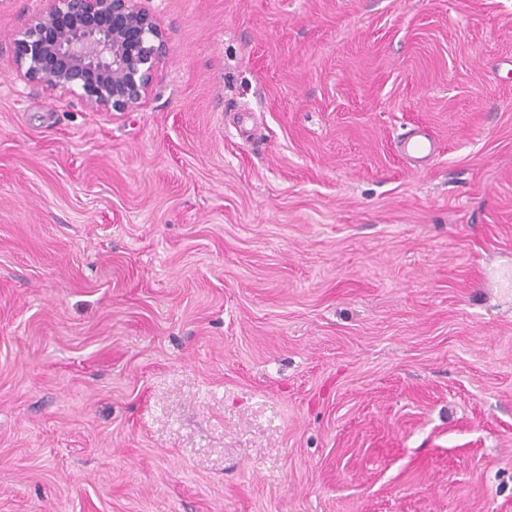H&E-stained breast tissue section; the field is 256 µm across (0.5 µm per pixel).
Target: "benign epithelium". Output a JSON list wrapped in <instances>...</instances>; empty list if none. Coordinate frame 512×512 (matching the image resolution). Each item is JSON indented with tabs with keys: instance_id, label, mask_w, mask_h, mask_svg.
Segmentation results:
<instances>
[{
	"instance_id": "benign-epithelium-1",
	"label": "benign epithelium",
	"mask_w": 512,
	"mask_h": 512,
	"mask_svg": "<svg viewBox=\"0 0 512 512\" xmlns=\"http://www.w3.org/2000/svg\"><path fill=\"white\" fill-rule=\"evenodd\" d=\"M41 2L12 36L17 76L77 95L97 112L137 110L166 52L142 0Z\"/></svg>"
}]
</instances>
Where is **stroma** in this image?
Returning a JSON list of instances; mask_svg holds the SVG:
<instances>
[{"label":"stroma","mask_w":512,"mask_h":512,"mask_svg":"<svg viewBox=\"0 0 512 512\" xmlns=\"http://www.w3.org/2000/svg\"><path fill=\"white\" fill-rule=\"evenodd\" d=\"M144 5L118 114L0 0V512H512V0ZM402 154L413 162H427L437 151V142L429 133L415 130L400 143Z\"/></svg>","instance_id":"obj_1"}]
</instances>
